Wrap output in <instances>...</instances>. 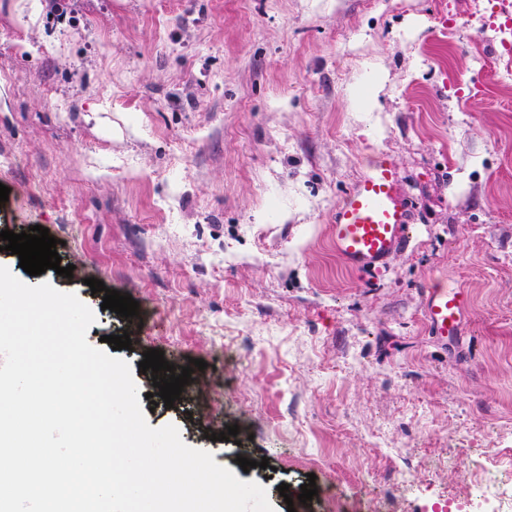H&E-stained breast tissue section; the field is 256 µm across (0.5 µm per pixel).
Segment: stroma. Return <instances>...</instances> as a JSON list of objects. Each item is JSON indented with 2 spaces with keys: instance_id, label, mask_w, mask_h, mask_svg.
Segmentation results:
<instances>
[{
  "instance_id": "35a3bbf8",
  "label": "stroma",
  "mask_w": 512,
  "mask_h": 512,
  "mask_svg": "<svg viewBox=\"0 0 512 512\" xmlns=\"http://www.w3.org/2000/svg\"><path fill=\"white\" fill-rule=\"evenodd\" d=\"M500 7L0 0V231L48 228L74 271L42 280L92 308L91 345L129 334L118 355L148 424L177 425L274 512H324L330 492L348 512H436L475 482L512 485ZM380 153L415 222L371 278L345 267L329 226ZM90 277L138 301L139 322L102 309ZM437 280L471 304L446 343L421 312ZM151 348L207 364L169 408L148 399ZM234 424L236 441H211ZM312 473L318 493L298 502Z\"/></svg>"
}]
</instances>
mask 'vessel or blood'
Returning <instances> with one entry per match:
<instances>
[{
    "label": "vessel or blood",
    "mask_w": 512,
    "mask_h": 512,
    "mask_svg": "<svg viewBox=\"0 0 512 512\" xmlns=\"http://www.w3.org/2000/svg\"><path fill=\"white\" fill-rule=\"evenodd\" d=\"M412 222L408 199L398 186L396 164L390 155L381 154L368 162L337 205L331 226L333 247L348 268L375 276L408 247ZM467 307L462 288L426 289L422 311L430 334L441 340L460 336Z\"/></svg>",
    "instance_id": "obj_1"
}]
</instances>
